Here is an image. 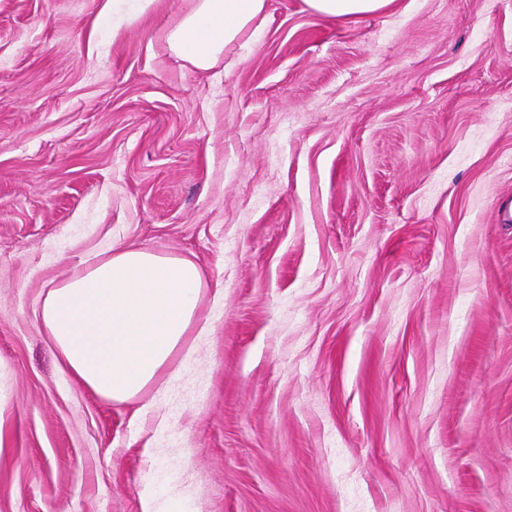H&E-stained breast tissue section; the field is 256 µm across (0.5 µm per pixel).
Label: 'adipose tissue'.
<instances>
[{
	"instance_id": "obj_1",
	"label": "adipose tissue",
	"mask_w": 512,
	"mask_h": 512,
	"mask_svg": "<svg viewBox=\"0 0 512 512\" xmlns=\"http://www.w3.org/2000/svg\"><path fill=\"white\" fill-rule=\"evenodd\" d=\"M339 21L395 0H303ZM267 0H193L168 35L170 50L207 71L225 47L264 16ZM205 280L193 259L113 244L108 256L43 294L37 318L75 381L106 401L136 400L183 350L199 320Z\"/></svg>"
}]
</instances>
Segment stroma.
I'll return each mask as SVG.
<instances>
[{
	"label": "stroma",
	"mask_w": 512,
	"mask_h": 512,
	"mask_svg": "<svg viewBox=\"0 0 512 512\" xmlns=\"http://www.w3.org/2000/svg\"><path fill=\"white\" fill-rule=\"evenodd\" d=\"M267 2L0 0V512H512V0ZM115 242L206 275L123 404L35 316ZM267 0H193L167 35L170 50L202 71L212 69L258 18L264 19ZM313 13L344 21L365 17L389 8L395 0H303Z\"/></svg>",
	"instance_id": "1"
}]
</instances>
